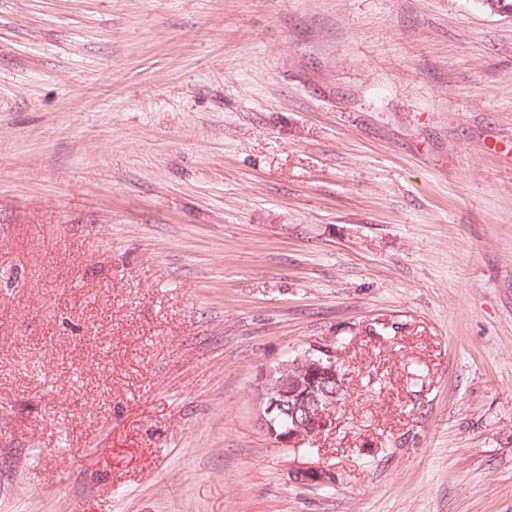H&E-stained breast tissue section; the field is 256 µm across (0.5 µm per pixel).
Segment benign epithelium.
<instances>
[{"instance_id": "7a95c632", "label": "benign epithelium", "mask_w": 512, "mask_h": 512, "mask_svg": "<svg viewBox=\"0 0 512 512\" xmlns=\"http://www.w3.org/2000/svg\"><path fill=\"white\" fill-rule=\"evenodd\" d=\"M345 390L337 350L318 343L297 352L294 360L264 369L254 392L260 428L271 442L294 451L288 469L290 483L310 489L336 483L335 468L302 446L335 424L337 390Z\"/></svg>"}]
</instances>
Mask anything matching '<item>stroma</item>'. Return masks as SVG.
Wrapping results in <instances>:
<instances>
[{
  "instance_id": "stroma-1",
  "label": "stroma",
  "mask_w": 512,
  "mask_h": 512,
  "mask_svg": "<svg viewBox=\"0 0 512 512\" xmlns=\"http://www.w3.org/2000/svg\"><path fill=\"white\" fill-rule=\"evenodd\" d=\"M314 342L322 490L252 403ZM0 512H512V18L0 0Z\"/></svg>"
}]
</instances>
